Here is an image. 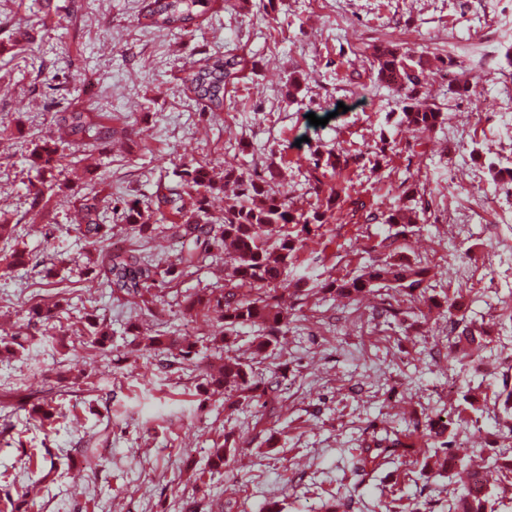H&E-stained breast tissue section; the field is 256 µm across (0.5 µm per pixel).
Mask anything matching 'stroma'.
Returning a JSON list of instances; mask_svg holds the SVG:
<instances>
[{"mask_svg":"<svg viewBox=\"0 0 512 512\" xmlns=\"http://www.w3.org/2000/svg\"><path fill=\"white\" fill-rule=\"evenodd\" d=\"M142 7L0 0V224L17 227L0 251L27 257L0 277V331L26 327L32 306L67 299L59 322L32 330L27 351L0 358V484L21 512H188L196 503L213 512H268L272 503L278 512H325L331 501L336 512H381L394 499L448 512L453 473L393 464L360 480L351 462L387 432L424 447L412 420L428 415L454 420L457 446L474 465L512 449L495 402L512 379V185L487 173L492 160L512 167V0H224L189 34L143 29ZM388 43L427 60L414 100L442 112L434 128L401 125L405 94L373 82L370 53ZM207 51L248 62L215 114L182 82ZM73 106L112 112L127 138L95 153L92 186L142 200L192 158L272 174L303 207L311 152L356 155L385 144L376 165L332 175L346 214L307 240L287 276L327 268L339 278L376 260L388 227L353 209L394 208L416 176V198L429 209L404 251L426 268L428 295L461 292L468 319L488 332L484 348L450 357L444 319L420 318L419 304L393 290L356 301L319 292L265 356L252 355L258 327L237 330L235 348L255 376L278 380L272 398L231 404L199 395L216 319L190 322L173 304L149 312L116 299L74 263L84 241L67 230L68 199L28 208L42 179L29 151ZM326 110L328 124H310L308 113ZM51 265L60 276L50 284L42 271ZM388 302L397 318L377 316ZM90 310L108 324L109 353L75 338ZM147 330L194 343L197 358L140 350L136 334ZM63 370L88 378L64 387ZM470 388L478 409L463 414L460 394ZM41 397L58 408L44 426L28 413ZM223 440L236 455L208 473L209 450Z\"/></svg>","mask_w":512,"mask_h":512,"instance_id":"obj_1","label":"stroma"}]
</instances>
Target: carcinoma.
<instances>
[{"label": "carcinoma", "mask_w": 512, "mask_h": 512, "mask_svg": "<svg viewBox=\"0 0 512 512\" xmlns=\"http://www.w3.org/2000/svg\"><path fill=\"white\" fill-rule=\"evenodd\" d=\"M216 0H146L138 19L145 28L193 32L192 26L214 9ZM376 78L403 92L406 97L420 86L425 78V61L397 45H380L373 51ZM245 60L224 58L213 54L191 67L183 83L197 101L211 112L224 111V90L240 78ZM442 118L435 110L403 107L402 121L413 129L426 130ZM58 136L40 140L29 153V161L38 172L50 175L41 186L29 192L30 208H42L55 196H65L76 211L79 222L68 226L91 246L84 255L82 267L106 284L111 293L121 296L148 311L164 302L162 286L170 285L185 273L204 265L220 255L226 266L225 284L218 288H204L184 299L182 312L191 316L207 317L218 314L224 324L213 339L215 361L207 373L202 393L224 392L225 398L243 400L267 398L277 390L278 382L261 383L254 378L250 365L230 354L236 328L255 325L261 329L256 352L261 354L278 343L288 329V311L301 304L309 291L317 288L330 294L356 297L369 288H388L404 296L424 293L426 269L413 263L405 255L400 239L408 229L416 226L420 209L398 204L389 213L368 214L365 220L381 222L394 230L381 239L377 247L383 258L341 279H323L308 283L304 276L288 283V299H283L277 284L284 281L288 268L294 265L311 229H321L327 223V213L342 209L340 192L324 188L319 175L336 170L348 158L329 150L315 151L309 159L308 185L316 203L304 212L292 207L288 197L264 179L233 169L217 170L193 159L181 165L179 181L157 193L155 199L143 204L136 198L112 199L100 192L83 193L67 180L56 179L59 146L67 144L82 151V157L101 145L112 146V113L100 110L87 112L72 108L57 119ZM111 210L120 214L139 243L163 236L180 246L174 260L160 265L151 263L137 248L114 246L112 225L106 223L104 213ZM459 293L447 294L430 307L442 310L448 322L449 349L479 351L483 347L485 331L468 320L457 306ZM61 300L38 305L31 310V320L45 323L59 316ZM85 330L92 345L101 347L109 338L104 320L87 312ZM144 350H174L175 357L192 360L196 352L192 343L162 335H144L140 339ZM24 348L20 335L0 336V354L13 356ZM52 402L43 399L31 405L32 420L43 423L54 416ZM451 422L441 418L414 421L415 429L432 444V454L425 460L443 472L460 467L463 480L448 512H496L492 491L484 474L460 463L456 448V433ZM233 449L224 443L213 445L208 465L221 470ZM409 446L396 434L373 438L358 456L353 458L352 473L366 478L383 466L407 456Z\"/></svg>", "instance_id": "cac0c4a2"}]
</instances>
